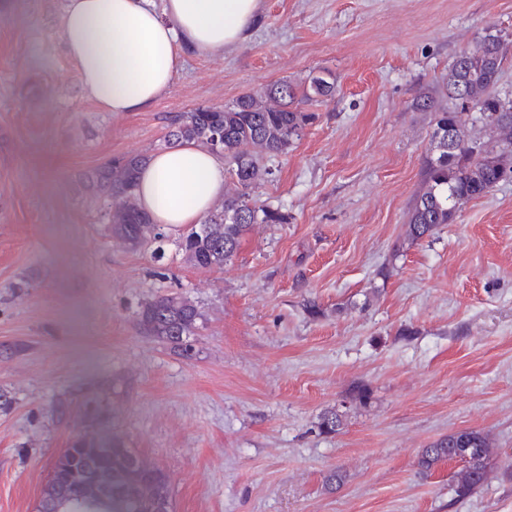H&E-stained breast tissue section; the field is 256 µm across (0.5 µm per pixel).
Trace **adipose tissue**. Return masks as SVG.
Here are the masks:
<instances>
[{
	"label": "adipose tissue",
	"instance_id": "obj_1",
	"mask_svg": "<svg viewBox=\"0 0 512 512\" xmlns=\"http://www.w3.org/2000/svg\"><path fill=\"white\" fill-rule=\"evenodd\" d=\"M261 0H67L60 36L87 99L107 112L150 108L187 52L221 53L248 36ZM224 160L195 143L155 153L140 170L138 203L154 223L196 224L224 194Z\"/></svg>",
	"mask_w": 512,
	"mask_h": 512
}]
</instances>
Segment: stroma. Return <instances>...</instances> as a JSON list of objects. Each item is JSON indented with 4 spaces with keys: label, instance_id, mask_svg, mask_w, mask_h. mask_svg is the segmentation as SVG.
Instances as JSON below:
<instances>
[{
    "label": "stroma",
    "instance_id": "35a3bbf8",
    "mask_svg": "<svg viewBox=\"0 0 512 512\" xmlns=\"http://www.w3.org/2000/svg\"><path fill=\"white\" fill-rule=\"evenodd\" d=\"M66 2L0 0V512H38L78 434L165 472L173 512H512V180L406 236L430 155L413 102L447 105L454 58L489 30L512 100V0H262L245 42L186 54L123 115L85 98ZM324 72L335 98L309 104L317 120L254 192L286 223L253 225L211 270L185 261V225L156 248L112 238L98 168L161 151L176 113ZM169 291L203 314L187 357L138 328ZM464 429L492 457L458 500L461 463L419 458Z\"/></svg>",
    "mask_w": 512,
    "mask_h": 512
}]
</instances>
